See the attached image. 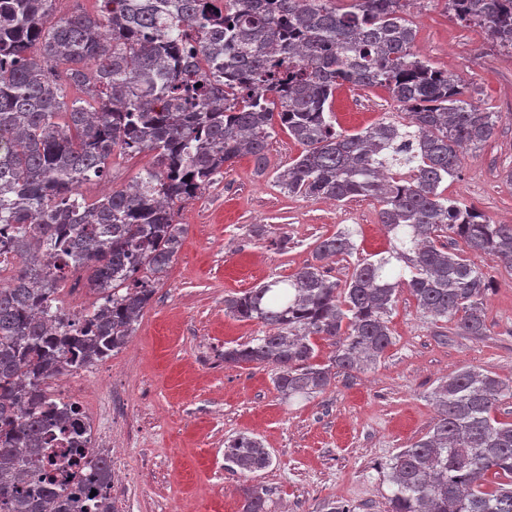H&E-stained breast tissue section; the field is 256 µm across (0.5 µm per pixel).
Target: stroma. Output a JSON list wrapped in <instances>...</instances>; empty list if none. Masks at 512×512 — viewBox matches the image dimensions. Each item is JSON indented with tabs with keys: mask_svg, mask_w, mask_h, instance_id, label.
<instances>
[{
	"mask_svg": "<svg viewBox=\"0 0 512 512\" xmlns=\"http://www.w3.org/2000/svg\"><path fill=\"white\" fill-rule=\"evenodd\" d=\"M415 53L461 80L465 99L494 112L492 137L465 155L448 194L496 224H512V54L492 47L481 27L462 23L445 0L407 10ZM337 130L356 133L375 123L401 125L408 116L385 88L344 85L332 103ZM302 147L275 127L268 166L257 173L243 155L216 182L180 208L181 246L138 319L131 348L79 370L99 404L119 420L113 447L123 449L131 476L126 512H242L245 488L260 484L269 512H321L325 501L352 512H385L391 457L423 436L437 412L430 394L465 368L512 377V268L469 249L449 233L438 237L490 278L486 337L456 335L452 322L423 313L409 292L394 304L392 345L368 369L337 371L322 393L285 400L270 367L224 365V348L258 336L254 321L233 318L225 299L311 263L317 243L350 229L356 249L322 264L342 284L354 266L386 254L391 238L378 203H344L290 195L278 169ZM152 154H113L110 176L85 196L130 182L151 167ZM246 432L262 441L272 464L255 475L224 468V443Z\"/></svg>",
	"mask_w": 512,
	"mask_h": 512,
	"instance_id": "obj_1",
	"label": "stroma"
}]
</instances>
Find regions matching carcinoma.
Masks as SVG:
<instances>
[{"mask_svg": "<svg viewBox=\"0 0 512 512\" xmlns=\"http://www.w3.org/2000/svg\"><path fill=\"white\" fill-rule=\"evenodd\" d=\"M56 2L0 0V256L15 260L0 287V512H109L94 481L103 459L64 487L19 486L17 457L40 462L45 434L73 435L81 420L76 405L52 419L41 384L128 342L180 248L174 207L243 154L265 171L275 115L303 147L279 172L282 189L376 200L393 246L341 286L319 262L352 254L344 229L320 242L315 262L225 299L226 312L262 331L225 348L224 363L270 365L284 399L310 398L331 369H363L393 344L388 316L404 289L458 334L487 335L489 280L436 241L446 230L512 268V224H492L441 189L495 120L413 52L408 0H349L344 11L334 0H93V11L67 15ZM448 10L512 48V0H448ZM69 84L83 97H70ZM344 84L385 87L409 121L336 130L332 101ZM117 151L155 162L88 200L82 187L107 177ZM85 269L99 298L78 317L56 294ZM315 336L334 346L328 366L313 362ZM507 397L512 381L476 369L440 382L432 429L392 458L386 512H512V421L495 415ZM271 463L252 435L224 443L232 473ZM243 512H268L261 485L246 490Z\"/></svg>", "mask_w": 512, "mask_h": 512, "instance_id": "carcinoma-1", "label": "carcinoma"}]
</instances>
